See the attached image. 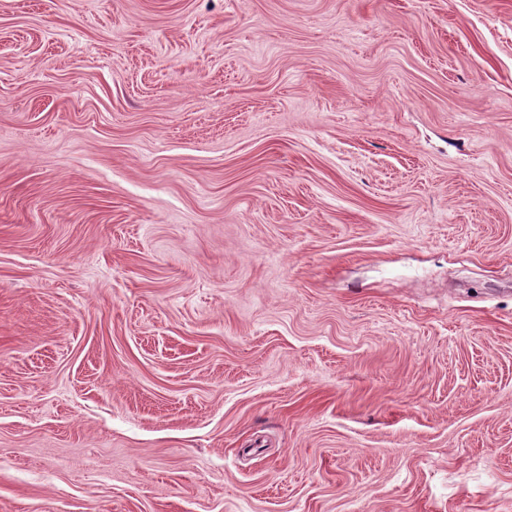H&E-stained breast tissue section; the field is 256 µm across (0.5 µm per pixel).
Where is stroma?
<instances>
[{"instance_id":"obj_1","label":"stroma","mask_w":512,"mask_h":512,"mask_svg":"<svg viewBox=\"0 0 512 512\" xmlns=\"http://www.w3.org/2000/svg\"><path fill=\"white\" fill-rule=\"evenodd\" d=\"M0 512H512V0H0Z\"/></svg>"}]
</instances>
